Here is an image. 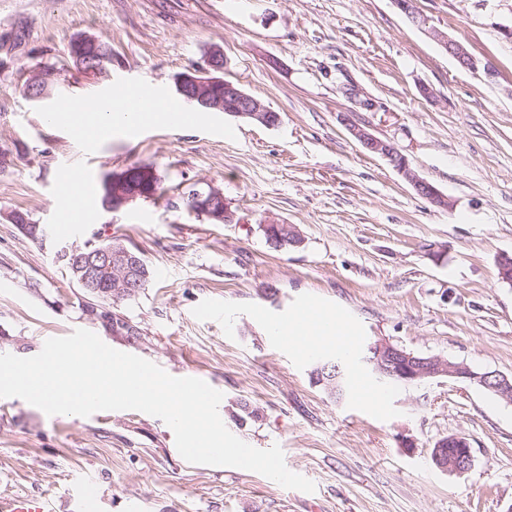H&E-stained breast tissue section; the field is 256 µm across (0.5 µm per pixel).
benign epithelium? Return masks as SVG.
<instances>
[{
  "label": "benign epithelium",
  "instance_id": "benign-epithelium-1",
  "mask_svg": "<svg viewBox=\"0 0 512 512\" xmlns=\"http://www.w3.org/2000/svg\"><path fill=\"white\" fill-rule=\"evenodd\" d=\"M393 2L414 25L421 28L452 56L462 69L472 73L482 69L486 74H492L490 67L481 65V62L460 42L428 26L427 19L416 10L414 0ZM225 66L226 60L221 53H211L204 60V64L192 68L176 79L175 93L188 104L205 112H223L266 127L276 126L279 123L278 115L261 100L247 93L239 84L222 77ZM348 130L364 150L384 159L398 173L405 176L418 196L440 208L448 207V198L433 184L411 172L405 156L394 143L373 135L358 124H348ZM155 189L154 171L125 170L112 177V194L105 208L112 213L119 212L140 201L152 199ZM185 202L191 211L204 215L218 224H231L235 220V213L230 209L223 192L211 184L193 190L185 197ZM264 230L272 242L286 236L293 245L301 244L299 233L290 224L269 222L264 225ZM61 259L68 261L74 278L108 302L123 294L124 289L141 279L139 259L126 249L114 252L110 248L87 245L83 250L77 248L63 251ZM85 315L94 323H102L107 331L113 332L116 336L119 335L118 327L125 321L122 315H116L107 308L103 309V313H98V307L94 305L85 308ZM364 361L385 381L412 386L436 376H448L476 383L498 397L512 402V377L495 372H475L464 363L424 357L390 342H371ZM432 459L444 471L462 473L472 465V448L465 436L453 435L435 444Z\"/></svg>",
  "mask_w": 512,
  "mask_h": 512
}]
</instances>
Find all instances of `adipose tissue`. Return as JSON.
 <instances>
[{
  "mask_svg": "<svg viewBox=\"0 0 512 512\" xmlns=\"http://www.w3.org/2000/svg\"><path fill=\"white\" fill-rule=\"evenodd\" d=\"M127 106L121 111H106L102 104L84 99L74 101L66 113H49L48 122L60 120L69 122L81 135L83 145L92 146L99 141L111 137L113 131L124 122L145 123L150 120H160L164 117L163 107H141L134 93H125Z\"/></svg>",
  "mask_w": 512,
  "mask_h": 512,
  "instance_id": "1",
  "label": "adipose tissue"
}]
</instances>
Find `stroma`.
Instances as JSON below:
<instances>
[{
	"label": "stroma",
	"mask_w": 512,
	"mask_h": 512,
	"mask_svg": "<svg viewBox=\"0 0 512 512\" xmlns=\"http://www.w3.org/2000/svg\"><path fill=\"white\" fill-rule=\"evenodd\" d=\"M429 24L461 42L493 76L463 70L393 0H0V354L37 355L47 339L82 328L175 377L199 376L224 399L234 435L280 445L306 493L236 467L191 464L170 428L136 410L89 417L45 414L0 399V497L34 493L54 512H79L71 477L95 474L102 512H512V404L445 377L376 406L354 386L330 396L314 360L271 338L255 309L282 319L313 302L341 316L355 351L384 339L409 351L512 376V287L496 261L512 255V0H417ZM80 35L112 62L79 73ZM224 77L280 121L266 127L198 112L194 127L159 122L82 145L45 120L62 98L105 99L153 84L175 100L174 79L211 50ZM46 74L35 100L22 86ZM429 96H422L421 88ZM353 119L406 155L450 203L417 196L385 160L350 135ZM155 166L164 191L117 213L102 182ZM90 181L87 227L70 240L34 239L14 211L49 227L58 179ZM219 187L236 219L189 211L194 185ZM293 225L302 243L276 249L263 224ZM120 241L153 276L121 311L142 329L130 345L81 312L83 292L56 253ZM221 315L197 321L198 307ZM462 434L474 464L437 468L436 442Z\"/></svg>",
	"instance_id": "stroma-1"
}]
</instances>
